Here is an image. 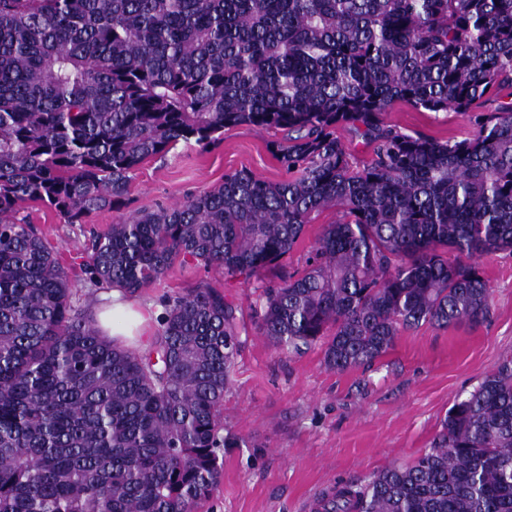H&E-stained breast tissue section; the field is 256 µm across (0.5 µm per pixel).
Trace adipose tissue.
<instances>
[{
    "mask_svg": "<svg viewBox=\"0 0 512 512\" xmlns=\"http://www.w3.org/2000/svg\"><path fill=\"white\" fill-rule=\"evenodd\" d=\"M98 324L106 336L118 343L142 341L156 312L145 309L119 290L102 292L97 306Z\"/></svg>",
    "mask_w": 512,
    "mask_h": 512,
    "instance_id": "adipose-tissue-1",
    "label": "adipose tissue"
}]
</instances>
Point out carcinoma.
<instances>
[{
  "instance_id": "obj_1",
  "label": "carcinoma",
  "mask_w": 512,
  "mask_h": 512,
  "mask_svg": "<svg viewBox=\"0 0 512 512\" xmlns=\"http://www.w3.org/2000/svg\"><path fill=\"white\" fill-rule=\"evenodd\" d=\"M398 102L474 130L405 133ZM237 126L281 133L288 179L240 170L120 216L84 247L89 282L133 297L177 262L252 279L260 335L337 373L489 316L478 260L512 253V0H0V512H196L216 489L224 292L166 297L150 348L119 346L21 210L119 212L145 160ZM330 208L303 270L267 279ZM318 512H512V360L412 462Z\"/></svg>"
}]
</instances>
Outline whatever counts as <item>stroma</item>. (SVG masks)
<instances>
[{
  "instance_id": "obj_1",
  "label": "stroma",
  "mask_w": 512,
  "mask_h": 512,
  "mask_svg": "<svg viewBox=\"0 0 512 512\" xmlns=\"http://www.w3.org/2000/svg\"><path fill=\"white\" fill-rule=\"evenodd\" d=\"M386 119L403 132L441 140H459L472 130L469 116L422 112L403 103ZM273 138L270 131L236 127L204 148L177 143L164 158L145 161L133 172L126 209L170 205L242 169L283 180L286 172L268 149ZM28 211L77 298L92 304L97 291L82 271L84 244L91 232L116 221L117 213L96 211L69 224L43 205ZM480 265L492 289L487 321L402 332L371 368L344 373L326 370L319 348L291 355L260 336L255 325L260 301L252 283L227 281L190 263L174 265L143 289L139 300L159 307L166 296L207 281L236 309L239 346L224 393L222 477L199 512H317L319 500L338 486L366 481L429 447L453 403L512 358V253L483 256Z\"/></svg>"
}]
</instances>
